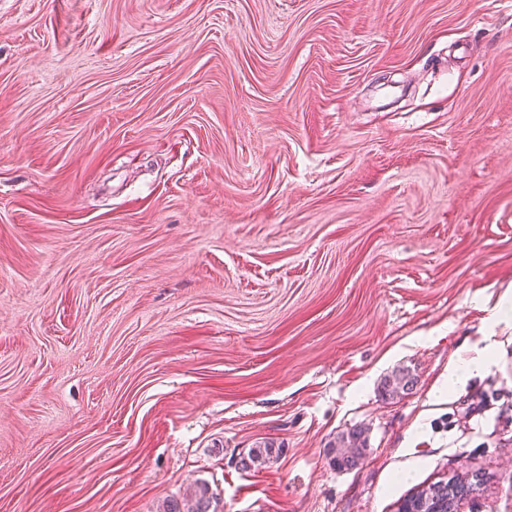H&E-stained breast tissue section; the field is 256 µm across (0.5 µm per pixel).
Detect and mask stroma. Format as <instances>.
<instances>
[{
	"label": "stroma",
	"instance_id": "35a3bbf8",
	"mask_svg": "<svg viewBox=\"0 0 512 512\" xmlns=\"http://www.w3.org/2000/svg\"><path fill=\"white\" fill-rule=\"evenodd\" d=\"M508 288L512 0H0V512H512ZM490 336H485L484 341H488L482 348L470 346L464 352L472 353L469 357L459 359L456 363L448 366V387L445 385L442 394H452L459 383H463L467 378L474 374L487 370L493 357V343L489 341ZM408 377H416V375L407 368L398 369L392 372L390 376L385 377L381 384L383 396L388 397V399H393L394 397L404 395L405 392L403 389L405 385H401V383ZM337 439L338 445H336V443H334V445H331V453L334 454L332 457V462L335 466H337L340 469H350V454H337L336 448H345L344 446L351 449L355 448V450L358 452L359 457L361 458L363 450L366 446L364 429L358 426H354L347 430L346 433L343 432L340 436L337 437ZM351 466L353 468L355 466V463H352ZM455 478V476L448 478V482L444 486H439L438 483L445 479L417 490L399 502L400 507H398L397 511L453 512L449 510H451L455 504L456 494L459 493L456 482L450 486V482ZM213 500V493L207 484H196L181 499L170 501L166 512H210Z\"/></svg>",
	"mask_w": 512,
	"mask_h": 512
}]
</instances>
